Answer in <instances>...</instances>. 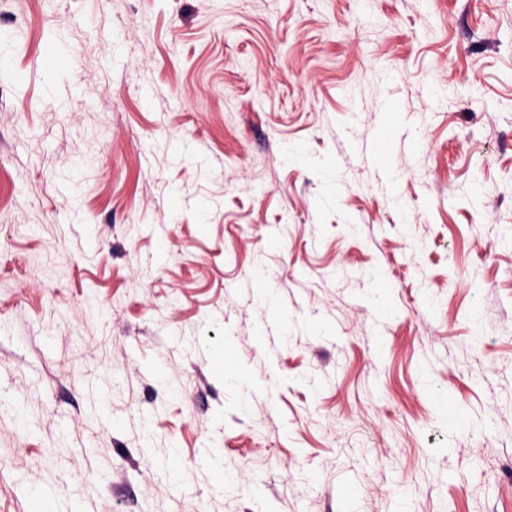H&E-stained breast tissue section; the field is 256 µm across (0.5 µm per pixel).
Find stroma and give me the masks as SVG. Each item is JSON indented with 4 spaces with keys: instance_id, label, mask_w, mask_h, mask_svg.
<instances>
[{
    "instance_id": "35a3bbf8",
    "label": "stroma",
    "mask_w": 512,
    "mask_h": 512,
    "mask_svg": "<svg viewBox=\"0 0 512 512\" xmlns=\"http://www.w3.org/2000/svg\"><path fill=\"white\" fill-rule=\"evenodd\" d=\"M0 68V512H512V0H0Z\"/></svg>"
}]
</instances>
